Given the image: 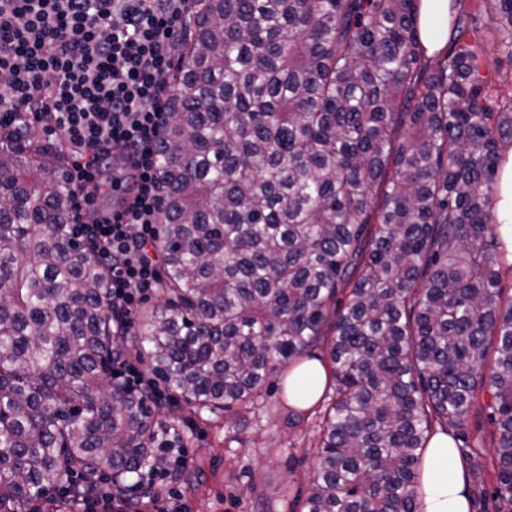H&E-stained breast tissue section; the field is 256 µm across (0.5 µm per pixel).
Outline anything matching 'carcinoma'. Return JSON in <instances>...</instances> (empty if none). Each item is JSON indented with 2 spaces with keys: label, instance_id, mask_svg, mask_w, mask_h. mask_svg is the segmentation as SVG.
<instances>
[{
  "label": "carcinoma",
  "instance_id": "carcinoma-1",
  "mask_svg": "<svg viewBox=\"0 0 512 512\" xmlns=\"http://www.w3.org/2000/svg\"><path fill=\"white\" fill-rule=\"evenodd\" d=\"M418 0H195L157 145L162 301L124 336L109 270L71 232L62 150L0 120V512L74 474L158 466L153 402L114 375L128 344L199 411L262 397L332 332L335 398L305 512H424L433 424L496 435L480 512L512 506V294L492 199L512 96V0H451L427 55ZM484 445L458 452L477 474ZM495 36H486L484 44L485 69L498 83L500 92L506 96L512 93V56L503 50L497 49L492 43ZM484 402L483 396H480L473 405L471 411V417L468 425V429L466 430V439L469 443H475L477 441H481L485 446L491 447V441L493 439V435L488 431L486 427H484L481 431H478V425L481 423L482 409L481 405Z\"/></svg>",
  "mask_w": 512,
  "mask_h": 512
}]
</instances>
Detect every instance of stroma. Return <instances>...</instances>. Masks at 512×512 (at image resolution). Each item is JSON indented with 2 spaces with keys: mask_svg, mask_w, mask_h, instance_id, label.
Masks as SVG:
<instances>
[{
  "mask_svg": "<svg viewBox=\"0 0 512 512\" xmlns=\"http://www.w3.org/2000/svg\"><path fill=\"white\" fill-rule=\"evenodd\" d=\"M270 378L256 403L235 412H195L179 394L164 392L158 408L177 435L186 463L157 503L187 512H303L313 450L333 389L309 412L298 413Z\"/></svg>",
  "mask_w": 512,
  "mask_h": 512,
  "instance_id": "stroma-1",
  "label": "stroma"
}]
</instances>
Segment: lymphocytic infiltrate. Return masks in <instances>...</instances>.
<instances>
[{"mask_svg": "<svg viewBox=\"0 0 512 512\" xmlns=\"http://www.w3.org/2000/svg\"><path fill=\"white\" fill-rule=\"evenodd\" d=\"M193 0H0V112L35 113L72 159L73 228L109 267L113 310L158 288L159 128L165 77ZM134 174L119 212H95L112 150Z\"/></svg>", "mask_w": 512, "mask_h": 512, "instance_id": "f902f5d3", "label": "lymphocytic infiltrate"}]
</instances>
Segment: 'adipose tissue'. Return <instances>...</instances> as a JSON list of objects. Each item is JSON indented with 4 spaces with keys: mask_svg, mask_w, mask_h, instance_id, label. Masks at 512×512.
Wrapping results in <instances>:
<instances>
[{
    "mask_svg": "<svg viewBox=\"0 0 512 512\" xmlns=\"http://www.w3.org/2000/svg\"><path fill=\"white\" fill-rule=\"evenodd\" d=\"M450 0H418V33L428 53L442 50L448 42ZM328 371L316 359L290 364L285 386L290 406L309 410L322 397ZM422 493L425 512H469L467 472L450 434L432 436L426 449Z\"/></svg>",
    "mask_w": 512,
    "mask_h": 512,
    "instance_id": "adipose-tissue-1",
    "label": "adipose tissue"
}]
</instances>
